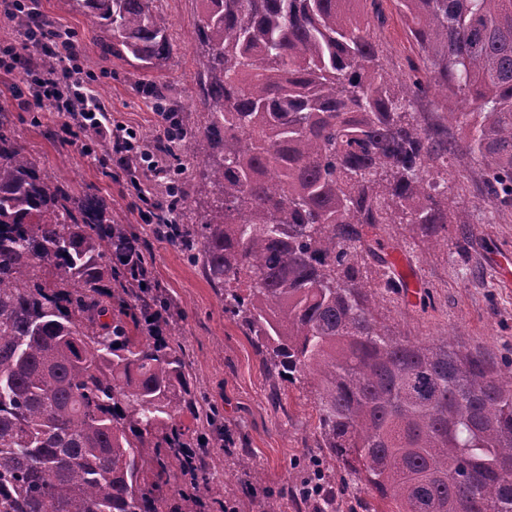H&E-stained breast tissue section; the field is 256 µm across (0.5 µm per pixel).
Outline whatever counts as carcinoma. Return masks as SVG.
<instances>
[{"instance_id": "cac0c4a2", "label": "carcinoma", "mask_w": 512, "mask_h": 512, "mask_svg": "<svg viewBox=\"0 0 512 512\" xmlns=\"http://www.w3.org/2000/svg\"><path fill=\"white\" fill-rule=\"evenodd\" d=\"M194 27L204 115L173 133L210 188L149 202L155 235L194 258L224 314L256 337L272 400L312 379L318 447L376 500L367 512H512V378L478 351L397 338L365 256L383 224L448 244V155L486 168L484 199L512 207V0H394L417 50L411 85L379 68V0H201ZM104 48L161 70L171 25L157 0H70ZM429 91L447 121L418 123ZM146 248L92 191L43 175L0 118V512H166L157 479L210 492L183 350L149 335L169 305L117 274ZM326 482L310 460L293 487Z\"/></svg>"}]
</instances>
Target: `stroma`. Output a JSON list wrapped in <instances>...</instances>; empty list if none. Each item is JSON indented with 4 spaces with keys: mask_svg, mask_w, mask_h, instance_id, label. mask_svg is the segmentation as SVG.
<instances>
[{
    "mask_svg": "<svg viewBox=\"0 0 512 512\" xmlns=\"http://www.w3.org/2000/svg\"><path fill=\"white\" fill-rule=\"evenodd\" d=\"M39 6L54 26L77 40L80 62L104 88L115 120L143 134L159 129L162 119L152 98L158 91L177 109L184 125H197L200 52L191 38L200 11L197 0H160L172 22L174 46L159 72L104 53L90 15L70 10L66 0H39ZM382 10V21L374 25L382 50L379 63L396 85H405L408 62L417 56L408 22L392 0H384ZM32 94L33 84L23 69L0 68V107L37 167L50 178L99 192L128 230L146 240L152 276L174 304L172 336L189 364L192 393L201 409H217L220 417L219 424L211 426L187 413L177 419L176 428L188 435L207 426L217 435L226 429L233 434L235 451H210L211 492L205 512H223L225 499L245 492L249 478L236 470L235 452L240 448L249 450L262 474L257 500L278 496L304 475L309 459L318 453L310 383L288 386L280 401L271 400L269 381L250 338L225 315L224 298L200 264L156 240L129 177L99 144L84 149L63 142L56 113L20 107V98ZM483 181L480 162L461 153L450 156L448 195L464 221L449 225L447 245L436 244L411 224L385 226L382 250L403 258L417 292L410 297L387 295L378 311L393 335L413 342L444 338L460 350L481 349L507 376L512 374V208L485 202Z\"/></svg>",
    "mask_w": 512,
    "mask_h": 512,
    "instance_id": "35a3bbf8",
    "label": "stroma"
}]
</instances>
